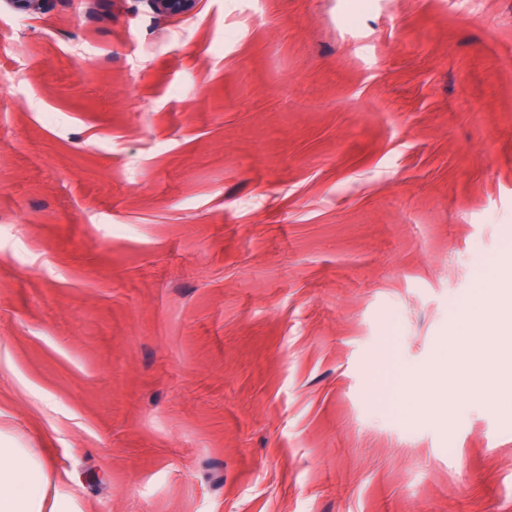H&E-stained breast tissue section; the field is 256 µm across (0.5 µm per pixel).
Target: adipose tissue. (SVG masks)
I'll return each instance as SVG.
<instances>
[{"label": "adipose tissue", "instance_id": "obj_1", "mask_svg": "<svg viewBox=\"0 0 512 512\" xmlns=\"http://www.w3.org/2000/svg\"><path fill=\"white\" fill-rule=\"evenodd\" d=\"M467 328L479 333L469 343L470 360L489 362L512 346V321L487 322L482 299L474 300ZM49 486L44 462L0 436V512H43Z\"/></svg>", "mask_w": 512, "mask_h": 512}]
</instances>
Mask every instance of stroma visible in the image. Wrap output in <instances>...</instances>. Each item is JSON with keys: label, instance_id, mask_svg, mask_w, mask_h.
<instances>
[{"label": "stroma", "instance_id": "1", "mask_svg": "<svg viewBox=\"0 0 512 512\" xmlns=\"http://www.w3.org/2000/svg\"><path fill=\"white\" fill-rule=\"evenodd\" d=\"M510 252L512 0H0V434L63 512H512L507 358L432 383ZM151 8L160 14L187 15L194 11L197 0H147Z\"/></svg>", "mask_w": 512, "mask_h": 512}]
</instances>
